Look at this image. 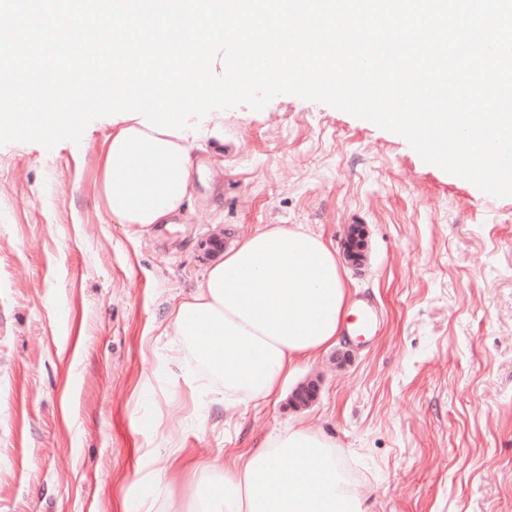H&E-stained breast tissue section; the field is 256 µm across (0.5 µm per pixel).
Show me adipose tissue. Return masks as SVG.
I'll return each mask as SVG.
<instances>
[{
	"label": "adipose tissue",
	"mask_w": 512,
	"mask_h": 512,
	"mask_svg": "<svg viewBox=\"0 0 512 512\" xmlns=\"http://www.w3.org/2000/svg\"><path fill=\"white\" fill-rule=\"evenodd\" d=\"M141 11L162 9L182 37L167 62L150 54L134 65L112 63V83L124 87L159 70L179 76L180 64L202 68L198 97L209 88L207 44L226 0H136ZM185 117L161 104L126 101L112 119L100 157L96 206L113 222L148 231L171 223L194 182L185 143L194 135ZM349 291L336 252L321 235L268 224L206 267L197 288L173 310L170 358L188 375L204 376L206 393L220 395L226 413L278 400L299 364L341 339ZM336 441L297 424L265 438L230 465L185 462L180 449L155 455L157 478L175 486L197 479L192 498L173 512H364L363 495L337 466ZM219 493H211L210 482Z\"/></svg>",
	"instance_id": "adipose-tissue-1"
}]
</instances>
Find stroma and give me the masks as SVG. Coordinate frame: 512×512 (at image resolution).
Instances as JSON below:
<instances>
[{"instance_id":"obj_1","label":"stroma","mask_w":512,"mask_h":512,"mask_svg":"<svg viewBox=\"0 0 512 512\" xmlns=\"http://www.w3.org/2000/svg\"><path fill=\"white\" fill-rule=\"evenodd\" d=\"M112 128L0 145V512H165L152 456L231 461L303 422L340 443L365 512H512V197L425 163L402 136L281 95L187 141L186 209L151 231L96 208ZM299 224L343 249L376 336L301 364L283 398L225 416L168 359L172 308L241 229ZM349 353L337 365V352ZM317 399L291 403L303 382ZM366 247L365 232L359 225L353 226L348 230L345 250L347 258L353 263H359L364 257Z\"/></svg>"}]
</instances>
